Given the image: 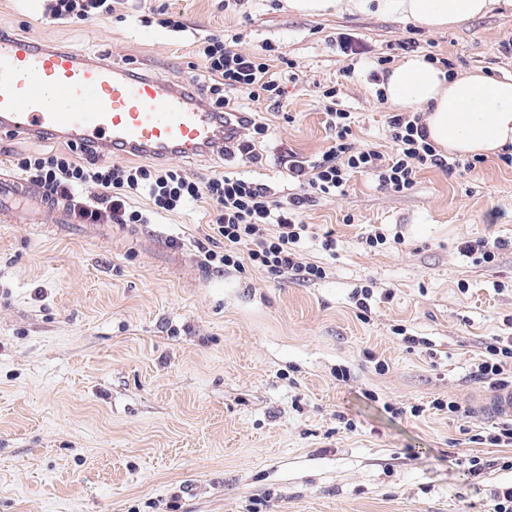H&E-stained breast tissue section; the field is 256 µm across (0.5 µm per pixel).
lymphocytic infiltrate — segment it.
Returning a JSON list of instances; mask_svg holds the SVG:
<instances>
[{
  "mask_svg": "<svg viewBox=\"0 0 512 512\" xmlns=\"http://www.w3.org/2000/svg\"><path fill=\"white\" fill-rule=\"evenodd\" d=\"M124 0H44L43 15L55 23L80 24L111 17ZM241 32L227 30L198 39L196 54L208 77L205 87L212 111L240 113L242 101H279L284 90L273 72L276 50L263 46L257 53L237 49ZM334 132L333 143L321 157L288 156V175L300 187L288 203L274 200L264 184L235 175L217 173L199 180L182 168L166 163L129 165L101 161L97 150L71 145L66 153L19 154L13 166L24 180L41 187L48 196L70 203L76 219L92 224H147L152 215L173 213L201 199L212 206L209 228L224 240L223 251L203 248L205 267L244 271L246 266L264 270L269 276H292L302 282L326 278L324 267L302 261L296 246L307 225L297 220L299 209L310 195H332L344 190L355 173L373 175L380 188L396 193L410 190L417 173L426 168L473 170L475 164L440 154L429 142L420 116L394 112L388 117L390 138L395 146L391 157L373 149H354L349 141L351 115L336 106V88L323 93ZM241 115V113H240ZM239 133L223 151L224 158L244 164L260 160L255 142L267 132L264 123L241 115ZM251 130L244 138L242 130ZM100 192L83 197L87 185ZM149 208H141L138 198ZM472 380L492 388L512 386V340L495 341L486 347L484 359L475 364Z\"/></svg>",
  "mask_w": 512,
  "mask_h": 512,
  "instance_id": "1",
  "label": "lymphocytic infiltrate"
}]
</instances>
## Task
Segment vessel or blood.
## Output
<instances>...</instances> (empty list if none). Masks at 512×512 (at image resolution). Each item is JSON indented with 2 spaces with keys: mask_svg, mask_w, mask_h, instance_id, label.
Wrapping results in <instances>:
<instances>
[{
  "mask_svg": "<svg viewBox=\"0 0 512 512\" xmlns=\"http://www.w3.org/2000/svg\"><path fill=\"white\" fill-rule=\"evenodd\" d=\"M52 136L91 145L106 155L152 159L220 151L225 127L184 85L138 74L71 49L40 47L0 37V134ZM25 206L31 223L52 216L69 223L66 207L0 170V221ZM493 421H512V387L494 391L477 406Z\"/></svg>",
  "mask_w": 512,
  "mask_h": 512,
  "instance_id": "vessel-or-blood-1",
  "label": "vessel or blood"
}]
</instances>
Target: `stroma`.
<instances>
[{
    "label": "stroma",
    "mask_w": 512,
    "mask_h": 512,
    "mask_svg": "<svg viewBox=\"0 0 512 512\" xmlns=\"http://www.w3.org/2000/svg\"><path fill=\"white\" fill-rule=\"evenodd\" d=\"M167 2L189 19L185 36L132 6L122 22L50 23L42 0H0V28L178 83L202 72L199 37L236 28L241 52L273 44L286 94L250 106L269 127L261 163H174L241 174L284 202L299 191L287 154L333 143L328 88L352 114L355 146L391 155L377 60L402 62L404 39L454 75L512 76V10L432 32L346 7L305 16L288 0ZM340 33L364 54L342 55ZM208 209L151 224L0 223V512H494L512 487V446L474 442L493 421L433 402L476 406L490 389L471 368L492 339L512 337V246L489 263L460 251L512 243V166L424 169L403 193L357 173L313 196L299 214L302 258L327 270L313 283L205 269ZM375 231L386 244L366 248ZM364 285L363 318L353 292Z\"/></svg>",
    "instance_id": "stroma-1"
}]
</instances>
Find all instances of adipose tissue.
<instances>
[{
	"mask_svg": "<svg viewBox=\"0 0 512 512\" xmlns=\"http://www.w3.org/2000/svg\"><path fill=\"white\" fill-rule=\"evenodd\" d=\"M344 3L357 11L374 8L395 14L430 31L483 17L498 7L512 8V0H289L290 8L301 15H318ZM382 91L397 111H424L428 139L441 154L512 153V77L480 71L452 77L415 55L395 66Z\"/></svg>",
	"mask_w": 512,
	"mask_h": 512,
	"instance_id": "ef3b65f1",
	"label": "adipose tissue"
}]
</instances>
